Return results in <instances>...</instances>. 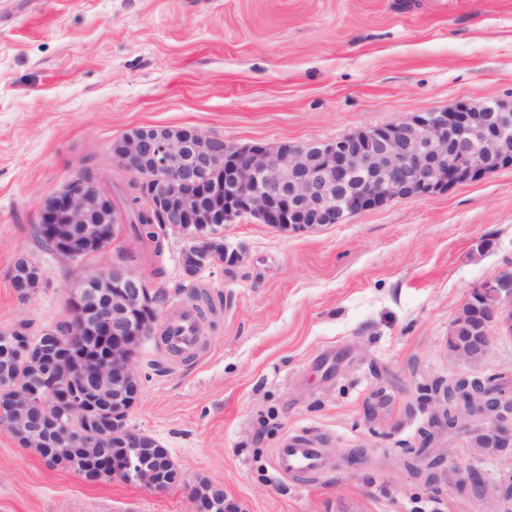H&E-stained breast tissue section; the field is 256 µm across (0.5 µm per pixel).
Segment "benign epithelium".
Wrapping results in <instances>:
<instances>
[{"instance_id": "7a95c632", "label": "benign epithelium", "mask_w": 512, "mask_h": 512, "mask_svg": "<svg viewBox=\"0 0 512 512\" xmlns=\"http://www.w3.org/2000/svg\"><path fill=\"white\" fill-rule=\"evenodd\" d=\"M111 153L127 172L154 174L157 185L147 200L170 227L254 218L279 229L304 230L345 224L352 215L392 200L434 197L479 182L493 170L512 168V108L493 99L461 102L366 128L318 148L288 142L233 147L196 127L176 132L139 127L115 141ZM42 223L56 252L99 255L114 236L117 221L108 195L89 180L73 183L48 201ZM183 262L191 275L208 266V256L189 242ZM491 282L498 298L483 310V334L473 343H460L474 311L471 299L451 327L448 349L464 364L485 355L493 331L512 335V270ZM67 299L70 315L51 332L58 346L36 357L25 343L32 334L29 324L0 329V341L13 356L46 365L34 388L14 394L12 415H0V429L21 439V447H30L33 399L39 394L59 396L58 419L41 436L55 445V461L64 463L73 454L64 447L71 442L69 430L88 423L96 408L108 406L114 429L102 432L101 439L112 438L126 449L112 477L164 490L162 471L172 460L143 461V432L127 426L141 397L137 349L153 331L160 311L140 276L126 265L85 274ZM481 422L512 435V396L501 397ZM490 486L480 472L471 470L458 488L484 493ZM491 487L503 499H512V477Z\"/></svg>"}]
</instances>
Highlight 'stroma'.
Wrapping results in <instances>:
<instances>
[{"label":"stroma","mask_w":512,"mask_h":512,"mask_svg":"<svg viewBox=\"0 0 512 512\" xmlns=\"http://www.w3.org/2000/svg\"><path fill=\"white\" fill-rule=\"evenodd\" d=\"M489 98L512 106V0H34L0 15V328L66 319L87 268L134 255L166 307H216L195 359L152 335L136 366L129 426L169 451L180 482L90 483L0 430V512H194L193 491L223 488L240 512H512L494 492L457 493L476 470L512 473V449L473 455L469 429L418 431L435 384L468 371L512 376V336L481 363L454 361L448 332L470 292L512 266V168L428 199H397L347 223L294 232L226 225L240 258L188 286L181 243L137 259L120 235L75 265L38 249L41 206L84 168L113 197L130 179L110 146L144 126H193L231 145L320 143L416 113ZM44 270L20 300V256ZM318 439L334 468L280 478L275 448ZM439 459L432 485L406 452Z\"/></svg>","instance_id":"1"}]
</instances>
